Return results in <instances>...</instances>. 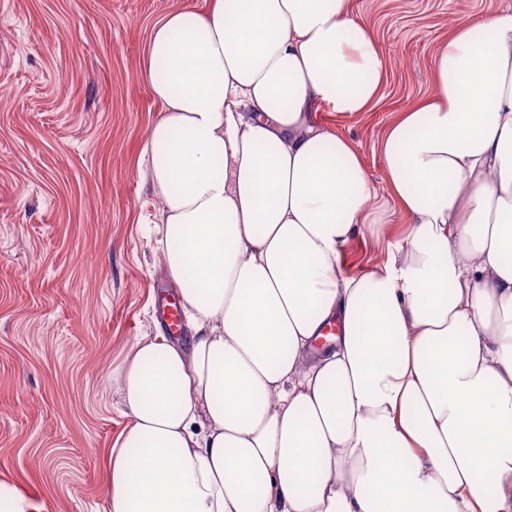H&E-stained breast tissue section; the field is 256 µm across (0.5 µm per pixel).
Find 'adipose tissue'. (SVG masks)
<instances>
[{"label":"adipose tissue","instance_id":"ef3b65f1","mask_svg":"<svg viewBox=\"0 0 512 512\" xmlns=\"http://www.w3.org/2000/svg\"><path fill=\"white\" fill-rule=\"evenodd\" d=\"M383 71L352 0L155 24L141 158L191 336L139 337L118 369L108 512H512V8L437 49L380 192L310 115L369 111ZM397 215L384 266L345 275Z\"/></svg>","mask_w":512,"mask_h":512}]
</instances>
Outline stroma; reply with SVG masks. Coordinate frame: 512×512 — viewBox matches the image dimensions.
<instances>
[{
  "mask_svg": "<svg viewBox=\"0 0 512 512\" xmlns=\"http://www.w3.org/2000/svg\"><path fill=\"white\" fill-rule=\"evenodd\" d=\"M512 0H353L384 58L367 112L315 120L350 139L376 184L379 144L430 93L454 21ZM206 0H0V480L39 512H106L102 453L128 425L114 369L154 334L159 201L138 161L159 107L138 79L154 23ZM387 246L344 251L348 274Z\"/></svg>",
  "mask_w": 512,
  "mask_h": 512,
  "instance_id": "stroma-1",
  "label": "stroma"
}]
</instances>
